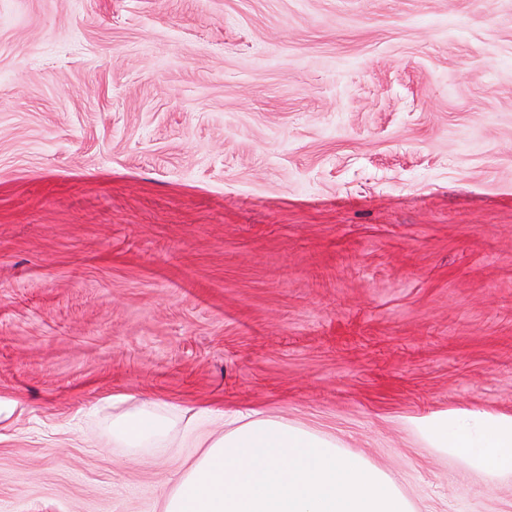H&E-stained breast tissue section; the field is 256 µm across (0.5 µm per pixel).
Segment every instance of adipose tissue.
Wrapping results in <instances>:
<instances>
[{
  "mask_svg": "<svg viewBox=\"0 0 512 512\" xmlns=\"http://www.w3.org/2000/svg\"><path fill=\"white\" fill-rule=\"evenodd\" d=\"M415 426L428 448L483 481L512 477V416L438 411ZM107 435L134 457L189 449L162 512H421L399 475L282 416L240 409L188 418L166 402L142 401L114 413Z\"/></svg>",
  "mask_w": 512,
  "mask_h": 512,
  "instance_id": "ef3b65f1",
  "label": "adipose tissue"
}]
</instances>
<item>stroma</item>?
I'll return each mask as SVG.
<instances>
[{"mask_svg": "<svg viewBox=\"0 0 512 512\" xmlns=\"http://www.w3.org/2000/svg\"><path fill=\"white\" fill-rule=\"evenodd\" d=\"M119 396L512 512L412 426L512 414V0H0V512H158Z\"/></svg>", "mask_w": 512, "mask_h": 512, "instance_id": "35a3bbf8", "label": "stroma"}]
</instances>
